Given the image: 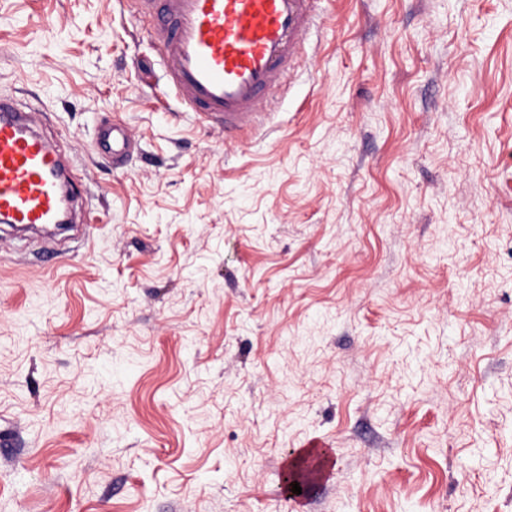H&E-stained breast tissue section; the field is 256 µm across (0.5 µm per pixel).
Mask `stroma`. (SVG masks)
Instances as JSON below:
<instances>
[{
	"mask_svg": "<svg viewBox=\"0 0 512 512\" xmlns=\"http://www.w3.org/2000/svg\"><path fill=\"white\" fill-rule=\"evenodd\" d=\"M317 8L228 140L132 0H0V95L39 100L91 227L0 230V512H512V0ZM95 143L100 155L112 156V159L119 161L128 151L131 142L125 125L115 120L112 126L99 128Z\"/></svg>",
	"mask_w": 512,
	"mask_h": 512,
	"instance_id": "obj_1",
	"label": "stroma"
}]
</instances>
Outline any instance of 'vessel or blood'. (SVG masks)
Segmentation results:
<instances>
[{"label":"vessel or blood","instance_id":"obj_1","mask_svg":"<svg viewBox=\"0 0 512 512\" xmlns=\"http://www.w3.org/2000/svg\"><path fill=\"white\" fill-rule=\"evenodd\" d=\"M315 0H135L158 18V50L177 99L198 120L233 139L270 123L301 45L321 16ZM36 107L0 96V223L67 224L72 168L35 122ZM100 155L121 158V121L98 130Z\"/></svg>","mask_w":512,"mask_h":512}]
</instances>
